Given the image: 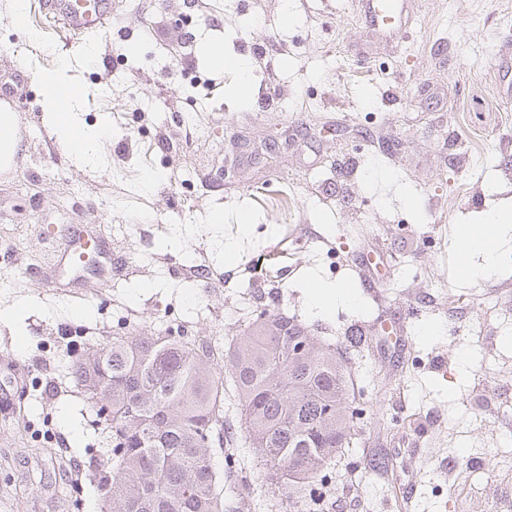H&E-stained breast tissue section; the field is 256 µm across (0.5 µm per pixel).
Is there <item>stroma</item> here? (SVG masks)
<instances>
[{
  "instance_id": "35a3bbf8",
  "label": "stroma",
  "mask_w": 512,
  "mask_h": 512,
  "mask_svg": "<svg viewBox=\"0 0 512 512\" xmlns=\"http://www.w3.org/2000/svg\"><path fill=\"white\" fill-rule=\"evenodd\" d=\"M38 2L24 31L0 14L22 133L0 178V367L29 370L25 397L0 393V512H71L45 454L61 438L80 512H101L112 436L68 376L86 349L143 331L224 344L279 310L323 341L365 332L349 364L361 430L312 484L330 512H512V242L489 277L466 274L452 244L512 203V0H408L389 34L353 0H114L78 40ZM211 42L247 72L213 67ZM62 60L87 90L83 123L110 130L89 165L42 122L38 77ZM93 209L131 273L77 300L49 291L31 270ZM363 255L378 295L359 284ZM310 277L353 301L313 312ZM382 321L406 337L403 359ZM233 452L239 512H275L244 438Z\"/></svg>"
}]
</instances>
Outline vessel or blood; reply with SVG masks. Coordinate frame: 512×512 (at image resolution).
I'll list each match as a JSON object with an SVG mask.
<instances>
[{
	"instance_id": "1",
	"label": "vessel or blood",
	"mask_w": 512,
	"mask_h": 512,
	"mask_svg": "<svg viewBox=\"0 0 512 512\" xmlns=\"http://www.w3.org/2000/svg\"><path fill=\"white\" fill-rule=\"evenodd\" d=\"M359 20L368 28L390 30L401 23L404 0H356ZM54 18L61 20L70 34L79 36L103 27L112 13V0H49ZM117 261L107 239L97 234L95 225L71 229L57 265L42 275L46 287L59 294H72L87 283L108 289Z\"/></svg>"
}]
</instances>
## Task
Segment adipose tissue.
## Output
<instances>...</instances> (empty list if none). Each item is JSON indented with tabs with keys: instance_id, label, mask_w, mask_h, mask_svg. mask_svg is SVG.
<instances>
[{
	"instance_id": "1",
	"label": "adipose tissue",
	"mask_w": 512,
	"mask_h": 512,
	"mask_svg": "<svg viewBox=\"0 0 512 512\" xmlns=\"http://www.w3.org/2000/svg\"><path fill=\"white\" fill-rule=\"evenodd\" d=\"M44 89L41 110L44 121L57 142L67 148L76 163L93 161L100 142L109 135L108 128L86 127L80 118L79 105L84 87L71 80L65 66L41 74ZM512 240V209L491 211L483 223L465 225L454 241L462 253L466 273L491 272L496 256L505 242Z\"/></svg>"
}]
</instances>
